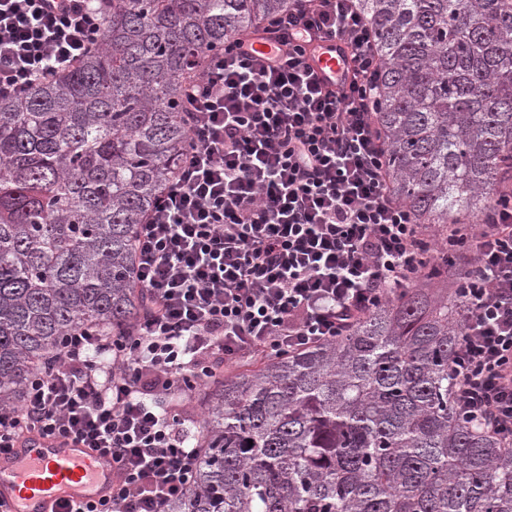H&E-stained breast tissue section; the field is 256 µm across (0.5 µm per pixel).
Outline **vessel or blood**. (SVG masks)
I'll list each match as a JSON object with an SVG mask.
<instances>
[{
  "label": "vessel or blood",
  "instance_id": "1",
  "mask_svg": "<svg viewBox=\"0 0 512 512\" xmlns=\"http://www.w3.org/2000/svg\"><path fill=\"white\" fill-rule=\"evenodd\" d=\"M309 62L325 86L345 83L346 53L335 38L313 35ZM117 472L111 456L82 443L27 436L0 456V512H68L106 495Z\"/></svg>",
  "mask_w": 512,
  "mask_h": 512
}]
</instances>
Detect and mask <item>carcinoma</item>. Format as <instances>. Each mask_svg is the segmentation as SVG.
Wrapping results in <instances>:
<instances>
[{
    "label": "carcinoma",
    "mask_w": 512,
    "mask_h": 512,
    "mask_svg": "<svg viewBox=\"0 0 512 512\" xmlns=\"http://www.w3.org/2000/svg\"><path fill=\"white\" fill-rule=\"evenodd\" d=\"M296 0H112L73 70L0 99V412L78 328L136 318L137 225L186 146L208 51ZM383 62L390 187L443 239L512 179V0H356ZM466 308L448 258L325 345L207 395L194 484L168 512H512V450L460 417Z\"/></svg>",
    "instance_id": "obj_1"
}]
</instances>
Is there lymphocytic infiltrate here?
Listing matches in <instances>:
<instances>
[{
  "mask_svg": "<svg viewBox=\"0 0 512 512\" xmlns=\"http://www.w3.org/2000/svg\"><path fill=\"white\" fill-rule=\"evenodd\" d=\"M95 0H0V98L76 67L102 37ZM351 50L347 85L325 89L302 37ZM293 32L272 56L247 34L209 52L181 97L187 145L135 237L144 307L121 336L80 329L0 415V454L31 433L110 452L108 497L70 512H167L200 452L181 404L217 368L336 341L420 280L452 246L469 309L452 362L459 409L512 447V188L480 229L447 244L390 190L376 123L381 62L354 0H299L262 27Z\"/></svg>",
  "mask_w": 512,
  "mask_h": 512,
  "instance_id": "1",
  "label": "lymphocytic infiltrate"
}]
</instances>
